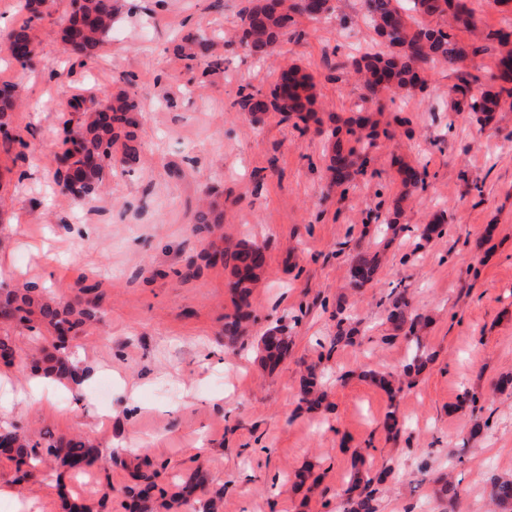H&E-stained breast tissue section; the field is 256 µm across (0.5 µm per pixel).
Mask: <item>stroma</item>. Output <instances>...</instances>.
I'll return each mask as SVG.
<instances>
[{"label": "stroma", "mask_w": 512, "mask_h": 512, "mask_svg": "<svg viewBox=\"0 0 512 512\" xmlns=\"http://www.w3.org/2000/svg\"><path fill=\"white\" fill-rule=\"evenodd\" d=\"M23 4L0 0V82L24 97L0 135V286L94 300L97 319L73 350L86 381L42 387L34 404L30 369L13 368L0 380V425L85 436L102 461L78 472L47 455L22 481L0 455V485L14 491L0 512H64L67 499L130 512L139 459L159 492L204 476L171 512L218 491L220 512H336L357 457L375 474L395 469L377 485L378 512H512L486 493L491 477L512 478V110L476 123L450 107L455 73L428 71L423 90L379 114L391 134L376 138L365 172L330 191L323 136L274 113L252 122L233 105L242 88L269 93L295 63L314 77L324 128L355 116L364 91L340 64L373 43L364 0H332L323 24L298 18L295 36L263 61L226 42L250 0H124L104 50L83 65L60 40L70 0H55L30 25L28 69L4 44ZM510 28L512 12L483 0L476 33L458 32L482 84L495 71L491 35ZM190 34L214 40L219 69L176 54ZM120 90L141 107L139 163L112 158L99 194L61 195L66 103ZM402 161L426 164L428 176L398 216ZM212 204L221 223H197ZM436 222L441 234L422 238ZM243 241L264 245L266 263L230 346L233 265L207 255ZM357 246L378 262L362 288L351 284ZM403 289L429 319L415 343L388 319ZM341 317L358 329L355 345L333 346ZM277 325L290 347L271 371L259 339ZM419 343L429 361L390 395L378 376L401 378ZM311 365L326 393L313 409L301 400ZM391 410L397 434L382 426ZM448 479L452 503L438 494Z\"/></svg>", "instance_id": "stroma-1"}]
</instances>
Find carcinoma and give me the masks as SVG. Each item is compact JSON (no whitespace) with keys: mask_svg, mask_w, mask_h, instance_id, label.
Instances as JSON below:
<instances>
[{"mask_svg":"<svg viewBox=\"0 0 512 512\" xmlns=\"http://www.w3.org/2000/svg\"><path fill=\"white\" fill-rule=\"evenodd\" d=\"M406 8L401 0H365L368 24L378 37L381 50L365 53L343 68L352 70L363 81L364 89L371 97L388 94L391 97H408L423 88L425 73L429 68L446 66L460 74V83L454 91L467 102L468 112L481 122L485 117L506 106L512 108V31L496 33L499 45L497 57L499 87H484L478 77L468 71L469 53H477L462 46L455 30L477 29L479 0H410ZM48 8V0H25L27 18L9 37L8 51L21 68L32 63L34 53L29 35L33 19L40 17ZM330 0H252L242 17L236 32L238 43L250 55L263 58L273 53L288 39L289 28L295 24L294 15L318 21L331 11ZM119 7L117 0H72L68 22L61 33L64 46L78 59L97 55L112 32ZM446 20L443 25L432 24V19ZM180 51L188 59L205 56L209 52L207 40L190 37ZM18 98V85H0V112L12 110ZM316 95L312 77L298 66L290 65L282 70L268 95L261 92L240 93L239 111L258 120V115L273 112L288 121L293 118L306 124L315 116ZM68 109L81 113L78 124L66 119L63 129L78 142V148L68 147L62 140V151L57 156L64 169L55 172L59 192L73 199L93 196L101 187L106 161L112 159V148H117L120 161L133 165L140 161L141 144L134 128L139 125L140 110L135 100L125 92L98 100L75 98ZM374 123L368 115H359L346 123V128L335 127L327 134L331 141V155L327 170L330 186L340 187L354 174L364 172L368 164V150L373 146ZM398 173L404 187L423 189L427 171L411 165H403ZM234 262L237 280L232 288L241 302H246L248 284L255 281L265 262L264 246L245 244L239 249L221 254ZM352 283L362 288L370 283L376 266L367 252L361 250L351 257ZM407 290H402L391 302L388 319L398 327H408L409 335H415L417 321L408 311ZM93 305L86 302L44 297L35 294L33 288H18L6 292L0 299V320L3 322H29L39 314L50 335L46 346H36L24 357L34 371L50 375L60 383L80 384L82 375L70 363L67 351L69 342L84 332V327L94 314ZM266 360L274 364L288 349V338L274 329L262 337ZM38 443L15 425L0 427V450L15 461L21 471L18 481L30 475L34 466ZM46 453L55 457L68 468L89 466L97 459L94 447L81 438L49 441ZM140 485L136 493L137 506L151 508L153 484L151 476H136ZM373 479L357 477L338 493L340 512H376ZM489 496L499 505L512 504V480H490Z\"/></svg>","mask_w":512,"mask_h":512,"instance_id":"cac0c4a2","label":"carcinoma"}]
</instances>
